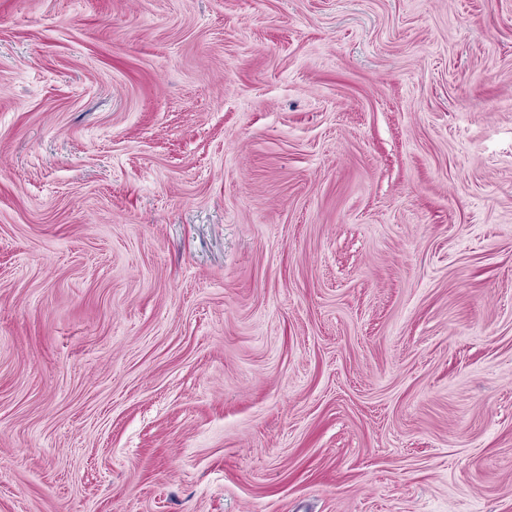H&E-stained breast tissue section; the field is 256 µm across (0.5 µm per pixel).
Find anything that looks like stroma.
Listing matches in <instances>:
<instances>
[{"mask_svg": "<svg viewBox=\"0 0 512 512\" xmlns=\"http://www.w3.org/2000/svg\"><path fill=\"white\" fill-rule=\"evenodd\" d=\"M0 512H512V0H0Z\"/></svg>", "mask_w": 512, "mask_h": 512, "instance_id": "stroma-1", "label": "stroma"}]
</instances>
